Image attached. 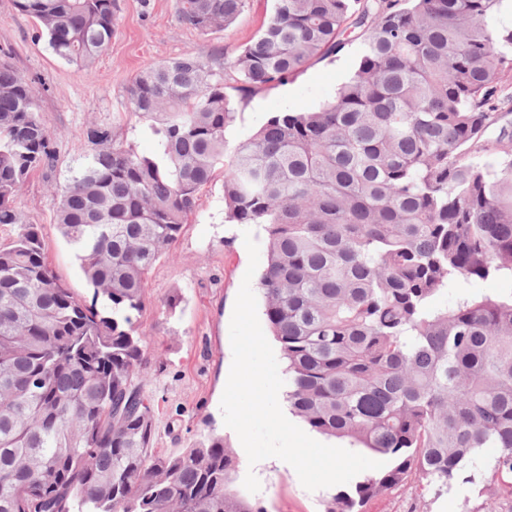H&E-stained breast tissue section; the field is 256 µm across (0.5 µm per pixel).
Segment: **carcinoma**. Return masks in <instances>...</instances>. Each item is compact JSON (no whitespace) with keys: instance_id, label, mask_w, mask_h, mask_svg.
Returning <instances> with one entry per match:
<instances>
[{"instance_id":"obj_1","label":"carcinoma","mask_w":512,"mask_h":512,"mask_svg":"<svg viewBox=\"0 0 512 512\" xmlns=\"http://www.w3.org/2000/svg\"><path fill=\"white\" fill-rule=\"evenodd\" d=\"M60 59L88 67L116 34V0H14ZM247 0H176L208 33ZM512 0H273L233 61L186 54L135 75L132 111L157 141L148 156L107 129L56 189L55 224L81 261L91 299L46 260L15 197L52 169L36 91L0 63V512H263L231 490L234 458L210 437L152 451L155 405L134 318L148 274L224 175L237 224L263 227L265 316L280 346L288 409L385 466L332 497L362 512L414 477L474 480L512 512ZM360 31L353 75L311 110L271 116L233 151L224 82L248 97L296 76ZM453 291L451 304L441 297Z\"/></svg>"}]
</instances>
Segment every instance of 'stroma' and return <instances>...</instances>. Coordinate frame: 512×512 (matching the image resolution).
Listing matches in <instances>:
<instances>
[{
  "label": "stroma",
  "instance_id": "35a3bbf8",
  "mask_svg": "<svg viewBox=\"0 0 512 512\" xmlns=\"http://www.w3.org/2000/svg\"><path fill=\"white\" fill-rule=\"evenodd\" d=\"M117 34L111 45L85 69L57 58L41 38L31 17L18 12L13 0H0V60L10 62L36 90L41 116L53 135L55 168L36 171L22 186L17 205L29 223L38 225L48 259L61 280L79 296L88 285L71 246L55 222V188L64 185L78 163L86 133L110 127L117 139L138 153L157 146L144 123L132 112L127 87L141 70L188 53L218 50L232 61L257 34L270 14L273 0H249L245 11L225 30L203 35L181 24L175 0H117ZM361 40L346 37L335 55L312 60L288 82L251 97L231 93L235 111L225 131L229 145L252 136L272 115L285 110L314 109L332 99L353 74ZM245 227L228 221L224 212V178L215 179L199 194L197 210L173 248L172 258L160 259L148 276V300L137 318L148 358L145 392L155 402L157 453H180L210 436H220L237 461L232 489L247 496L264 512H326L336 487L306 490L295 470L271 459L261 489L247 493L243 480L247 455L237 434L228 428L220 408L232 364L230 322L236 296L249 264ZM180 297L176 311L168 298ZM481 483L400 487L372 498L366 512H460L462 503L481 507L486 497Z\"/></svg>",
  "mask_w": 512,
  "mask_h": 512
}]
</instances>
